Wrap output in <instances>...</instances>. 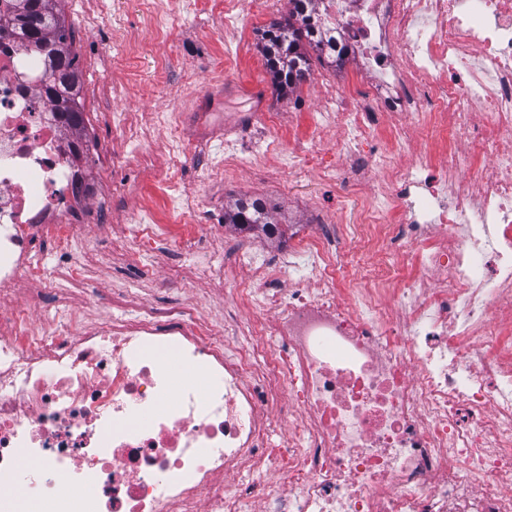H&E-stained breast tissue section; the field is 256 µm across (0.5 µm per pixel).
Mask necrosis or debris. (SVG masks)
I'll return each mask as SVG.
<instances>
[{"instance_id":"obj_1","label":"necrosis or debris","mask_w":512,"mask_h":512,"mask_svg":"<svg viewBox=\"0 0 512 512\" xmlns=\"http://www.w3.org/2000/svg\"><path fill=\"white\" fill-rule=\"evenodd\" d=\"M313 19L368 80L331 95L341 163L311 171L375 204L275 263L242 250L220 327L132 289L94 326L39 318L49 278L84 279L97 192L47 56L0 39V512H512V0Z\"/></svg>"}]
</instances>
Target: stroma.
<instances>
[{
    "mask_svg": "<svg viewBox=\"0 0 512 512\" xmlns=\"http://www.w3.org/2000/svg\"><path fill=\"white\" fill-rule=\"evenodd\" d=\"M235 2L243 29L236 54L228 57L223 21L211 14L208 0H199L196 11L169 18L162 37L143 0H59L84 81L82 104L91 141L87 174L100 186L98 206L112 215L111 226L91 225L80 246L85 291L107 299L91 320L111 314L118 294L134 288L154 305L191 301L209 322L224 321L229 289L192 278L175 284L166 279L181 266L182 256L173 229L178 217L164 179L169 145L164 130L153 124L156 113H165L169 123L182 129L191 146L182 158L178 186L183 196L195 200L198 221L205 226L200 265L231 263L240 248L264 249L255 232L226 237L224 211L237 199H264L281 220L294 224L336 217L335 187L320 183L304 167L284 169L282 162L314 148L323 163L339 164L336 127L319 113L327 91L359 80L361 69L352 59L337 67L314 57L307 80L286 96L269 87L261 101L231 92L234 84L268 86L257 43L289 7L288 0H274L262 13L256 0ZM218 59L224 62L220 71L213 67ZM116 112L127 113L139 125V140L129 141L113 130ZM253 112L278 113L281 122L267 131L250 121ZM229 152L238 163L227 172L223 166ZM144 210L155 223L172 228L168 240L145 261L134 240L122 233L123 225L137 223Z\"/></svg>",
    "mask_w": 512,
    "mask_h": 512,
    "instance_id": "obj_1",
    "label": "stroma"
}]
</instances>
